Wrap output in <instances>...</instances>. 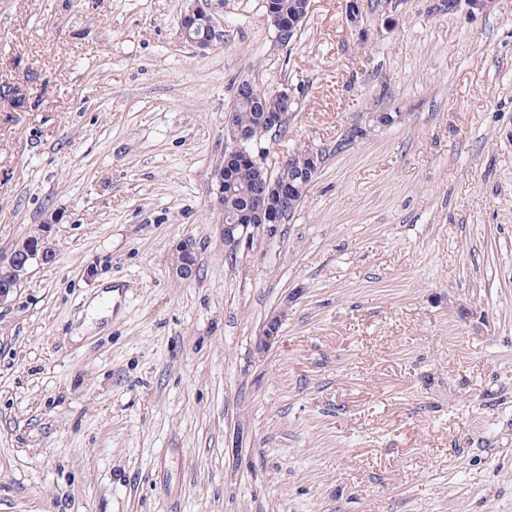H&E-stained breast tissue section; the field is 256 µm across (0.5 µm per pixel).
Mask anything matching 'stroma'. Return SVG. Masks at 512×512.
I'll list each match as a JSON object with an SVG mask.
<instances>
[{"label": "stroma", "instance_id": "stroma-1", "mask_svg": "<svg viewBox=\"0 0 512 512\" xmlns=\"http://www.w3.org/2000/svg\"><path fill=\"white\" fill-rule=\"evenodd\" d=\"M445 2L284 44L224 0L201 50L186 0H0V254L55 249L0 304V512H512V0ZM244 79L295 100L268 168L323 161L233 251ZM174 272L181 279H189L195 272V256L188 242H182L176 248Z\"/></svg>", "mask_w": 512, "mask_h": 512}]
</instances>
